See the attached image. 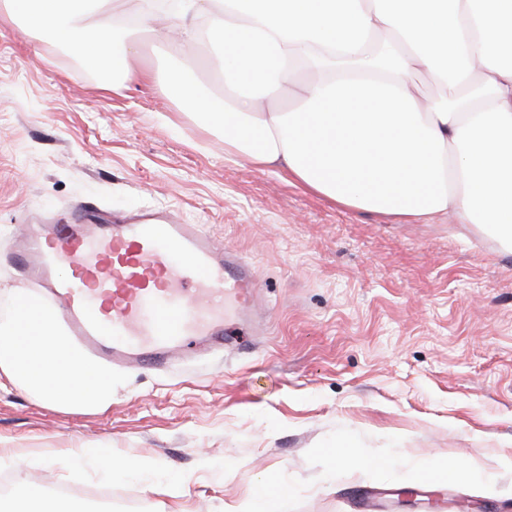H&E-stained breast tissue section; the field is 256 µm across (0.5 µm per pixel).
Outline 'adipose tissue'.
<instances>
[{
	"label": "adipose tissue",
	"instance_id": "adipose-tissue-1",
	"mask_svg": "<svg viewBox=\"0 0 512 512\" xmlns=\"http://www.w3.org/2000/svg\"><path fill=\"white\" fill-rule=\"evenodd\" d=\"M138 16L127 25L109 0H0V23L50 33L85 61L105 63V87L115 93L142 55L140 30L166 23L188 51L207 18L224 97L202 88L188 67L161 87L223 130L228 157L282 171L348 208L453 214L512 253V0H140ZM380 32L397 53L365 56L364 40ZM303 67L314 77L294 85ZM422 71L439 87L428 100L414 82ZM462 86L474 88L476 105L449 99ZM289 89L296 107L273 110ZM1 378L54 405L100 411L112 402L111 372L71 347L21 288L0 322ZM419 472L461 485L497 479L480 465L442 460ZM0 512L74 506L22 480Z\"/></svg>",
	"mask_w": 512,
	"mask_h": 512
}]
</instances>
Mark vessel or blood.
Returning <instances> with one entry per match:
<instances>
[{
  "mask_svg": "<svg viewBox=\"0 0 512 512\" xmlns=\"http://www.w3.org/2000/svg\"><path fill=\"white\" fill-rule=\"evenodd\" d=\"M10 260L65 335L120 366L163 367L201 344L238 347L224 311L249 321L258 299L251 263L162 212L37 224Z\"/></svg>",
  "mask_w": 512,
  "mask_h": 512,
  "instance_id": "1",
  "label": "vessel or blood"
}]
</instances>
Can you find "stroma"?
I'll use <instances>...</instances> for the list:
<instances>
[{"mask_svg": "<svg viewBox=\"0 0 512 512\" xmlns=\"http://www.w3.org/2000/svg\"><path fill=\"white\" fill-rule=\"evenodd\" d=\"M143 38L141 65L188 63L223 94L202 52ZM100 83L51 37L0 26V315L21 284L7 252L29 225L156 210L249 259L256 335L241 353L113 368L101 413L0 387V475L68 488L82 512L105 488L112 512H243L260 471L288 484L282 512H369L365 491L388 493L386 512H425L406 494L433 489L447 512H512L505 495L407 478L437 456L512 486V254L451 216L345 208L227 158L223 133L157 81L119 95ZM344 439L386 475L328 479ZM102 448L144 467L105 470Z\"/></svg>", "mask_w": 512, "mask_h": 512, "instance_id": "obj_1", "label": "stroma"}]
</instances>
